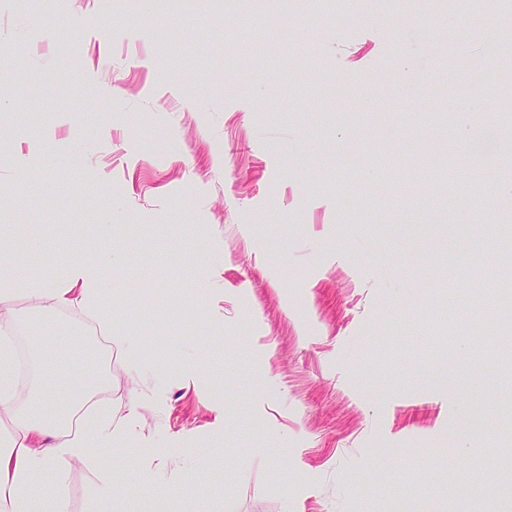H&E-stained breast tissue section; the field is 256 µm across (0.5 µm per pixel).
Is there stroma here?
Returning a JSON list of instances; mask_svg holds the SVG:
<instances>
[{
	"label": "stroma",
	"instance_id": "1",
	"mask_svg": "<svg viewBox=\"0 0 512 512\" xmlns=\"http://www.w3.org/2000/svg\"><path fill=\"white\" fill-rule=\"evenodd\" d=\"M250 9L0 0V102L15 107L0 131V224L15 227L14 265L61 278L25 238L97 225L111 207L142 227L124 270L101 273L121 312L101 398L117 414L139 399L153 455L90 449L57 477L66 512H98L101 477L182 474L201 450L222 468L150 512H460L471 478L512 482L487 442L512 429L500 363L512 334L497 303L472 308L469 275L481 264L493 291L492 235L512 225L497 193L512 138L496 108L512 99V0L406 12L346 0L339 16L325 0L304 15L270 0L252 27ZM45 152L72 161L44 168ZM195 256L223 258L214 290L186 273ZM145 288L154 304L140 310ZM14 309L20 330L77 337L57 361L84 377L82 349L102 337L92 319ZM127 336L152 349L153 371L132 367Z\"/></svg>",
	"mask_w": 512,
	"mask_h": 512
}]
</instances>
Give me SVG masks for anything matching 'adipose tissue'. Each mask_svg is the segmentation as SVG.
<instances>
[{
	"instance_id": "1",
	"label": "adipose tissue",
	"mask_w": 512,
	"mask_h": 512,
	"mask_svg": "<svg viewBox=\"0 0 512 512\" xmlns=\"http://www.w3.org/2000/svg\"><path fill=\"white\" fill-rule=\"evenodd\" d=\"M64 238L72 246L58 255L62 279H39L20 292L9 285L0 289V419L9 423L0 433V512H63L57 488L42 483V476L85 460L91 448L140 445L139 402H130L119 417L105 408L84 415L81 423L73 421L84 398L111 380V372L94 370L77 383L60 368L47 382L38 367L33 373L35 387L25 392L19 386L12 327V303L17 296H24L32 310L79 309L95 318L103 332L112 330V304L101 271L122 268L126 251L112 241L111 213L103 214L96 236H87L83 225L72 224ZM172 487L171 478L152 469L125 484L102 480L98 487L100 512H127L130 500L152 501L169 494Z\"/></svg>"
}]
</instances>
